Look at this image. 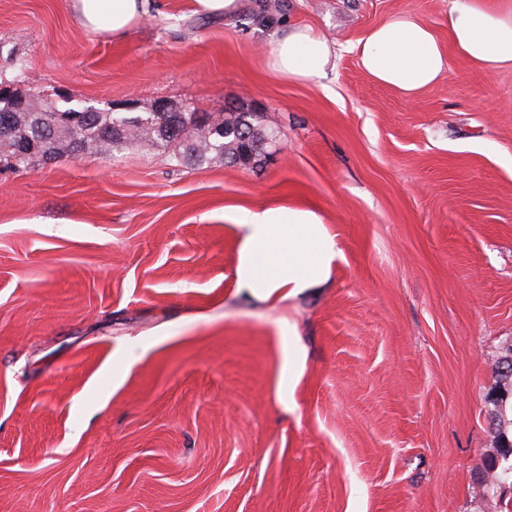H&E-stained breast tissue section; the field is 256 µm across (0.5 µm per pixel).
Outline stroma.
I'll list each match as a JSON object with an SVG mask.
<instances>
[{
	"label": "stroma",
	"instance_id": "obj_1",
	"mask_svg": "<svg viewBox=\"0 0 512 512\" xmlns=\"http://www.w3.org/2000/svg\"><path fill=\"white\" fill-rule=\"evenodd\" d=\"M280 2L258 23L147 0L115 38L70 0H0L19 91L238 107L276 138L254 168L148 142L0 167V512H512V479L477 482L512 348V70L453 55L406 100L350 45L397 11L447 36L449 0ZM304 24L339 44L325 81L267 66ZM285 203L341 255L323 287L261 301L225 215Z\"/></svg>",
	"mask_w": 512,
	"mask_h": 512
}]
</instances>
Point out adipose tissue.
I'll return each mask as SVG.
<instances>
[{"instance_id": "adipose-tissue-1", "label": "adipose tissue", "mask_w": 512, "mask_h": 512, "mask_svg": "<svg viewBox=\"0 0 512 512\" xmlns=\"http://www.w3.org/2000/svg\"><path fill=\"white\" fill-rule=\"evenodd\" d=\"M70 8L80 27L121 37L144 15L146 0H70ZM268 46L270 69L292 81L324 79L336 68L335 40L310 25L282 27ZM352 49L374 82L411 100L438 84L452 52L485 73L512 68V0H451L444 40L428 22L396 13ZM232 220L241 237L237 286L263 300L323 286L341 255L335 234L308 208L240 209Z\"/></svg>"}]
</instances>
